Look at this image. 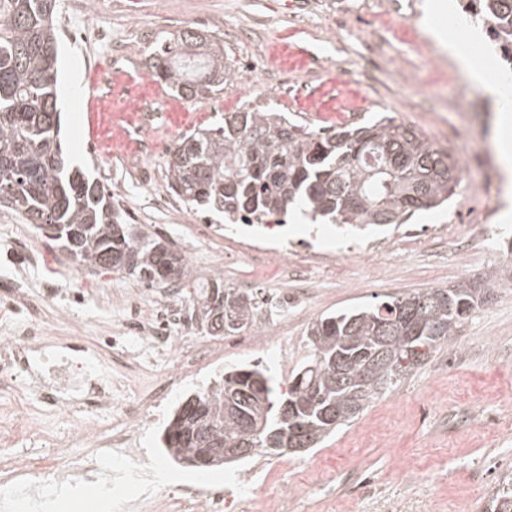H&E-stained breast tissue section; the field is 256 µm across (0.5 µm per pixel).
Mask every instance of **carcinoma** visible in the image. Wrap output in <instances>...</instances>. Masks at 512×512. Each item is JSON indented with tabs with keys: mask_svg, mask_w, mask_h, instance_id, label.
<instances>
[{
	"mask_svg": "<svg viewBox=\"0 0 512 512\" xmlns=\"http://www.w3.org/2000/svg\"><path fill=\"white\" fill-rule=\"evenodd\" d=\"M56 0H0V206L22 213L73 261L101 272L126 270L158 288L191 289L195 316L212 336L255 322L261 303L249 292L191 280L185 256L124 223L107 188L71 163L61 143L57 103L59 39ZM471 19L492 24L494 44L512 47V0H476ZM150 75L188 101L219 92L232 78L224 46L192 28L157 44ZM170 190L188 206L224 214V221L263 223L300 209L313 222L348 226L405 224L449 201L462 181L455 159L418 131L383 114L339 129H313L282 112L243 110L224 125L183 134L168 161ZM175 268L168 277L164 270ZM485 289L463 281L425 288L322 316L308 327V355L288 389L260 364L228 367L186 398L162 436L168 456L186 462L202 447L192 418L196 404L221 422L226 443L245 422L268 456L285 453L292 427L312 446L394 392L454 335L483 302ZM232 315L239 325L225 324ZM336 360V369L328 368ZM485 512H512V478L503 477Z\"/></svg>",
	"mask_w": 512,
	"mask_h": 512,
	"instance_id": "1",
	"label": "carcinoma"
}]
</instances>
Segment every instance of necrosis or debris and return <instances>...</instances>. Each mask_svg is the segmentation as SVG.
I'll list each match as a JSON object with an SVG mask.
<instances>
[{"label": "necrosis or debris", "mask_w": 512, "mask_h": 512, "mask_svg": "<svg viewBox=\"0 0 512 512\" xmlns=\"http://www.w3.org/2000/svg\"><path fill=\"white\" fill-rule=\"evenodd\" d=\"M54 284H43L36 298H29L19 281H0V299L9 304L10 314L0 318V392L11 395L9 416L0 423V444L53 443L38 417L33 415L34 398L55 408L71 407L80 418L72 440L86 441L97 448L94 460L69 455L48 468L28 471L14 461L4 464L0 477V512H52L55 500L81 489L83 483L99 484L112 493L113 512H169L174 503L158 484L152 462L139 450L140 430L151 411L166 396L173 379H162L148 392L145 401L114 407L113 397L123 388L121 379L106 369V354L118 340H125L127 359H134L143 341L177 354L184 345L176 331L185 327L183 307L148 304L142 284L127 283L120 299L123 315L116 332H101L99 347L87 352L78 337L64 338L48 348L41 341V309L52 304ZM115 410L110 422H102L98 410ZM135 494L124 495L129 483Z\"/></svg>", "instance_id": "4bbe7bcc"}]
</instances>
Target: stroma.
Returning a JSON list of instances; mask_svg holds the SVG:
<instances>
[{
    "label": "stroma",
    "mask_w": 512,
    "mask_h": 512,
    "mask_svg": "<svg viewBox=\"0 0 512 512\" xmlns=\"http://www.w3.org/2000/svg\"><path fill=\"white\" fill-rule=\"evenodd\" d=\"M85 0H59L61 33L58 96L62 127L71 160L88 168L109 193L122 198L120 212L185 255L193 281L223 277L242 291L282 299L279 332L292 350L307 344L315 318L364 305L376 295H403L462 281H485L496 267L512 262V223L492 218L484 243H466L474 215L487 200L482 186L494 191L496 209L506 205L499 142L512 143V126L496 122L495 102L474 112L458 96V71L422 23L431 0H415L414 10H394L395 0H364L360 12L337 30L336 15L317 13L313 0H103L88 13ZM101 28L108 45L81 39L82 31ZM193 28L224 43V62L233 78L219 94L185 101L155 82L147 56L156 42ZM111 70L116 88L132 87L131 96H90L102 70ZM150 102L165 118L153 131L161 143L155 185L144 188L128 155L121 129L126 116ZM285 112L318 128L368 120L387 112L413 127L458 162L463 181L447 206L420 212L403 228H367L337 235L324 225L319 253L300 245L306 224H286L279 237L295 243L287 258L245 252L243 240L260 237L264 228L224 231L223 217L180 208L169 187L167 162L179 137L196 127L223 124L240 108ZM40 242L48 249L41 264L24 256L0 265V278L21 271L31 289L56 280L64 292L81 291L76 310L65 300L45 307L47 332L58 339L74 333L94 342L102 328L115 327L117 308L104 307L101 295L119 292L125 272L100 273L77 266L50 233ZM382 245L385 257L360 263L352 253L362 242ZM257 327L232 336L208 337L210 356L199 361L183 347L175 358L143 344L139 365L113 363L124 374L126 402L143 399L153 381L184 364L186 371L166 401L176 405L225 367L259 362L288 382L300 359L281 365L253 337ZM166 418L144 427L143 449L168 474L167 487L196 477L223 479L237 495L245 487V467L276 472L275 486L297 489L294 512H483L486 499L503 477L512 476V283L494 284L487 303L455 336L410 375L393 394L374 401L362 416L326 439L320 447L288 453L287 470L278 457L258 455L247 465L219 470L172 462L158 448Z\"/></svg>",
    "instance_id": "35a3bbf8"
}]
</instances>
